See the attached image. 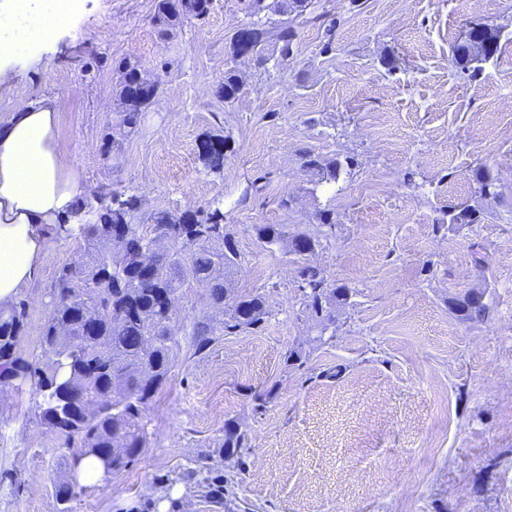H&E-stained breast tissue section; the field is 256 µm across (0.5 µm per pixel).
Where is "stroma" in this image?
<instances>
[{
    "mask_svg": "<svg viewBox=\"0 0 512 512\" xmlns=\"http://www.w3.org/2000/svg\"><path fill=\"white\" fill-rule=\"evenodd\" d=\"M159 4L76 0L47 39L34 15L0 22L19 44L0 114L55 101L90 208L136 195L146 229L160 212L220 207L239 254L226 278L235 293L263 294L267 314L207 354L180 353L145 408L144 452L98 486L79 484L30 381L0 391V512H57L65 477L72 512H224L226 500L194 486L201 457L233 476L235 512H512V0H314L293 56L268 68L230 58L249 0H213L165 33ZM473 23L500 32L475 73L454 60ZM125 60L162 86L122 137ZM233 66L244 89L228 103L216 86ZM213 136L229 143L218 171L202 160ZM309 153L343 161L338 179L312 184ZM481 166L495 178L487 195L473 182ZM462 204L478 223L449 225ZM264 224L310 236L314 252L266 244ZM46 249L19 294V353L34 364L57 273L85 258L72 238L48 237ZM303 265L351 290L334 336L305 310ZM471 288L484 289L487 320L449 308ZM210 312L204 285L186 279L176 327ZM292 349L303 366L288 362ZM228 421L247 432L239 474L218 455Z\"/></svg>",
    "mask_w": 512,
    "mask_h": 512,
    "instance_id": "35a3bbf8",
    "label": "stroma"
}]
</instances>
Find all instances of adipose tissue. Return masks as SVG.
Here are the masks:
<instances>
[{
	"mask_svg": "<svg viewBox=\"0 0 512 512\" xmlns=\"http://www.w3.org/2000/svg\"><path fill=\"white\" fill-rule=\"evenodd\" d=\"M54 101L0 115V306L10 305L46 259L47 231L93 194L66 162Z\"/></svg>",
	"mask_w": 512,
	"mask_h": 512,
	"instance_id": "ef3b65f1",
	"label": "adipose tissue"
}]
</instances>
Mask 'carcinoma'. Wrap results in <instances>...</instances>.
<instances>
[{
  "label": "carcinoma",
  "mask_w": 512,
  "mask_h": 512,
  "mask_svg": "<svg viewBox=\"0 0 512 512\" xmlns=\"http://www.w3.org/2000/svg\"><path fill=\"white\" fill-rule=\"evenodd\" d=\"M312 0H251V15L257 17L254 47L263 56L265 44L278 46L282 58L292 55L299 32L285 21L288 16L307 13ZM211 0H162L157 24L173 26L180 18H200L210 10ZM500 32L482 26L478 40H468L455 49V61L467 70L475 61L495 54ZM122 89L131 84L141 87L136 97L123 96L126 107L124 135L135 132L139 113L158 92L159 83L145 78L137 63L126 61L121 70ZM243 85L235 69L224 71L218 93L226 100L237 96ZM225 144L217 139L210 145L203 161L211 169L224 166ZM304 167L317 180L336 179L341 163L308 155ZM476 191L490 192L494 178L489 169L479 167L473 172ZM139 198L129 195L112 197V204L96 210L95 221L87 224H58L54 235L81 239L90 257L63 267L51 294L52 311L41 330L44 361L35 366L18 356V346L25 333L26 306L20 300L0 307V381L17 379L34 381L42 401L38 406L41 422L64 439L72 451L73 464L86 456L98 457L97 449H112L110 464L102 465L103 479H108L133 463L147 447V431L143 410L168 379L178 352L182 349L173 328V314L161 300L180 290L184 275L206 284L211 306L224 312L230 301L231 313L222 320L203 317L195 319L186 331L187 348L196 354L211 350L220 338L237 332L256 329L267 314L266 299L261 294L232 296L224 280V270L238 262V253L226 233L198 237L196 227L219 225L221 210L199 216L187 213L173 219L167 213L154 216L149 233L139 232L133 214ZM449 224H474L479 220L476 210L459 206L448 211ZM131 225L128 244L108 254L103 253L106 227L109 224ZM258 235L269 244L285 239L280 224H264ZM155 243L169 247L168 258L157 263L149 279L140 278L139 265L146 256V246ZM305 282L303 304L313 316L335 324L334 309L350 297V289L333 286L315 267L299 271ZM470 291L449 299V306L465 322L488 318L487 302H473ZM246 433L234 422L224 423V442L220 453L244 469L242 449ZM73 485L61 480L55 485L57 512H71Z\"/></svg>",
  "instance_id": "obj_1"
}]
</instances>
